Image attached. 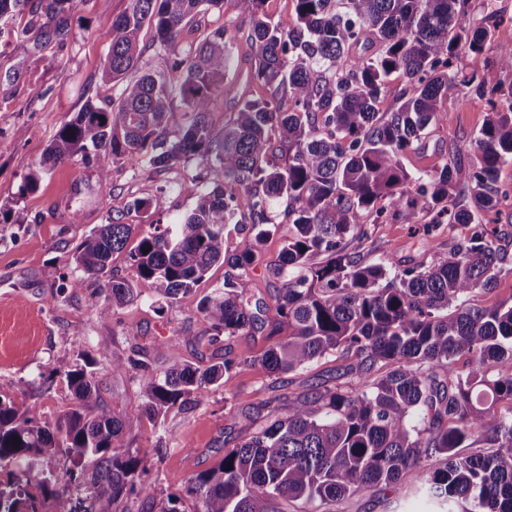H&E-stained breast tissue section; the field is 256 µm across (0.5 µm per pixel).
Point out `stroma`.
<instances>
[{"label":"stroma","instance_id":"35a3bbf8","mask_svg":"<svg viewBox=\"0 0 512 512\" xmlns=\"http://www.w3.org/2000/svg\"><path fill=\"white\" fill-rule=\"evenodd\" d=\"M39 5L40 0H29L23 12L0 20V214L5 217L0 223V399L23 403L31 416L52 423L72 403L64 374L83 356L95 360L101 404L118 414L145 402L147 377L138 371L113 375V353L136 346L153 353L162 340L189 336L193 342L179 346V357L208 366L212 330L199 305L217 285L236 278L238 271L228 264L215 265L191 294L162 308L149 291H142L107 320L96 313L104 299L103 280L86 279L76 290L67 287L61 275L69 270L68 255L96 225L109 223L138 198L151 201V219L169 224L191 212L196 199L180 190L190 164L162 169L119 160L111 171L112 190L103 193L96 168L79 154L48 171L35 192L20 194L25 175L39 164L57 130L87 102L102 104L117 96V88L102 79L99 64L112 40V20L125 12L128 0H71L69 9L48 28ZM219 27L233 36L228 49L236 67L225 75L210 105L209 118L218 129L234 117L242 92L254 97L268 93L258 84L243 85L240 73L250 68L253 52L245 38L248 25L234 10L198 16L180 40L196 44ZM19 35L27 41L22 54L13 50ZM498 54L499 42L492 38L480 54L460 55L454 65L477 73L487 87L512 85V71L494 65ZM488 110L486 100L449 90L421 140L402 156L403 167L417 178L456 159L472 163L468 146L483 127ZM74 210L81 215L80 223L68 221ZM427 220L421 212L410 224L368 225L364 246L369 260L391 257L410 265L431 263L434 251H446L462 229L438 225L430 249L418 230ZM287 235L283 224L265 239L261 258L247 279L250 299L270 309L281 286L275 268ZM287 334L283 326L271 336L232 337L233 355L249 359L250 364L236 370L229 387L211 386L195 408L171 411L157 423L142 421L127 435V444L138 450L150 474L145 489L119 502L118 512H160L169 495L182 493L192 476L215 466L225 449L256 431V423L245 419V412L265 402L276 413H286L289 398L312 384L332 382L337 367L345 362L339 352L282 375L279 392L269 390L271 377L254 359ZM151 362L156 373L169 365L167 358L154 353ZM161 440L167 441L169 451L160 460L155 447ZM445 509V503L407 478L392 492L362 491L342 505L343 512Z\"/></svg>","mask_w":512,"mask_h":512}]
</instances>
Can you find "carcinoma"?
<instances>
[{
    "label": "carcinoma",
    "instance_id": "obj_1",
    "mask_svg": "<svg viewBox=\"0 0 512 512\" xmlns=\"http://www.w3.org/2000/svg\"><path fill=\"white\" fill-rule=\"evenodd\" d=\"M70 0H47L52 23ZM266 0H129L112 20V41L100 62L101 78L120 86L104 106L86 104L64 123L21 194L38 188L42 174L81 153L94 160L101 188L111 164L146 160L159 167L194 162L197 173L180 185L196 197L193 212L174 224L132 223L151 208L136 199L108 224L93 229L73 254L70 288L104 276L112 255L135 230L130 253L137 280L112 276L96 312L102 319L146 288L172 302L192 291L218 262L239 271L200 304L213 336L227 339L265 326L248 309L242 278L259 246L279 222L290 225L278 274L275 313L291 333L258 362L278 376L302 369L339 347L352 356L345 385L314 386L220 463L193 477L185 496L171 495L161 512H287L299 502L310 512H338L351 495L383 490L409 475L434 499L463 504L462 512H512V305L493 299L512 262L487 215L509 191L497 172L512 160V85L496 89L490 112L471 142L474 161L444 166L410 188L401 157L419 141L452 88L482 98L483 80L453 68L461 53H479L502 38L495 60L512 70V37L497 14L463 24L464 0H295L296 23L281 30L264 12ZM229 6L249 21L255 65L246 83L274 88L271 98H244L236 117L217 134L209 122L212 96L235 67L226 28L178 50L195 18ZM174 53L171 80L151 71L129 80L142 59L140 32ZM374 56L350 50L372 40ZM407 84L388 112L379 111L387 79ZM294 108L284 112L277 95ZM180 98L190 120L170 130L171 104ZM216 171L222 181L200 188ZM461 196L471 205L460 207ZM431 245L436 224L467 233L429 266L389 258L365 260L363 228L388 219L410 221L418 211ZM241 227L237 253L224 251V225ZM486 300L470 303L475 291ZM171 338L161 342L171 361L146 385V402L116 416L99 401L90 363L65 373L72 407L55 424L42 423L13 401L0 399V512H116L118 501L141 490L147 473L126 432L142 419L157 421L172 409L199 405L212 385L229 390L233 370L249 365L229 351L205 368L179 360ZM147 353L112 354V374L147 371ZM483 440L490 451L462 456L458 449ZM24 465L25 478L13 467ZM40 490L32 493L31 487Z\"/></svg>",
    "mask_w": 512,
    "mask_h": 512
}]
</instances>
